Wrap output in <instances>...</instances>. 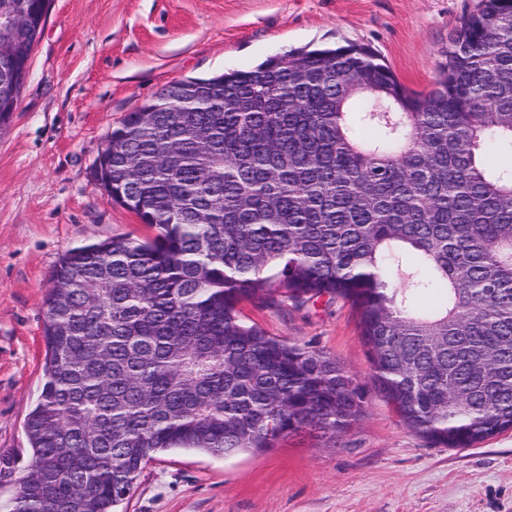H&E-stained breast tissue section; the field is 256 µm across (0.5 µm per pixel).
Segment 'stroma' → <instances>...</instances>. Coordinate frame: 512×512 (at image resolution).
I'll use <instances>...</instances> for the list:
<instances>
[{
	"label": "stroma",
	"instance_id": "stroma-1",
	"mask_svg": "<svg viewBox=\"0 0 512 512\" xmlns=\"http://www.w3.org/2000/svg\"><path fill=\"white\" fill-rule=\"evenodd\" d=\"M479 0H52L30 75L0 131V457L30 463L24 420L42 386L43 301L71 248L152 228L91 170L112 127L167 85L301 48L367 44L408 88L434 87L448 41ZM247 323L337 360L365 415L333 439L302 433L230 456L170 450L117 512H512V431L443 448L378 393L359 317L325 298L240 306Z\"/></svg>",
	"mask_w": 512,
	"mask_h": 512
}]
</instances>
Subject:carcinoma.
I'll return each mask as SVG.
<instances>
[{"label":"carcinoma","mask_w":512,"mask_h":512,"mask_svg":"<svg viewBox=\"0 0 512 512\" xmlns=\"http://www.w3.org/2000/svg\"><path fill=\"white\" fill-rule=\"evenodd\" d=\"M50 0H0V128ZM512 0H481L435 87L368 46L169 84L107 134L93 176L156 229L65 252L44 300L32 454L8 512H114L157 454L274 448L366 410L334 357L243 301L358 312L379 392L432 443L512 430ZM406 267L404 285L391 266Z\"/></svg>","instance_id":"carcinoma-1"}]
</instances>
